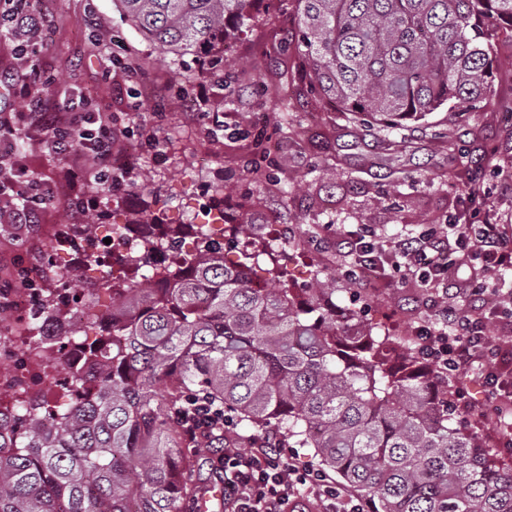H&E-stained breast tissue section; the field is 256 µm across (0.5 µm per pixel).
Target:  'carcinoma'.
Segmentation results:
<instances>
[{
	"instance_id": "cac0c4a2",
	"label": "carcinoma",
	"mask_w": 512,
	"mask_h": 512,
	"mask_svg": "<svg viewBox=\"0 0 512 512\" xmlns=\"http://www.w3.org/2000/svg\"><path fill=\"white\" fill-rule=\"evenodd\" d=\"M259 0H115L160 48L219 53L249 27ZM288 47L311 92L391 130L442 108L471 109L493 93L495 39H512V0H292ZM195 252L152 264L161 238L140 249L143 281L105 282L112 322L91 315V391L46 415L34 400L0 411V512H189L219 478L193 452L224 443V423L191 429V403L246 427L275 425L290 448L370 504L369 512H512V467L461 429L448 380L418 353L392 349L356 312L336 308V283L289 285L265 250L235 262L199 233ZM163 386L158 394L154 388Z\"/></svg>"
}]
</instances>
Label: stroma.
Wrapping results in <instances>:
<instances>
[{"mask_svg":"<svg viewBox=\"0 0 512 512\" xmlns=\"http://www.w3.org/2000/svg\"><path fill=\"white\" fill-rule=\"evenodd\" d=\"M33 5L46 21L44 47L38 56L18 57L0 35V71L51 98L82 92L91 110L111 113L114 125L127 128L116 150L137 159L129 191L100 195V224H179L187 237L200 224L249 225V235L223 237L231 260L282 227L288 277L297 287L316 274L335 280L339 306L368 303L364 320L401 344L428 316L426 289L397 273L374 291L354 288L344 277L355 256L344 248L343 232L390 241L484 208L512 216V121L504 119L512 111L511 40L496 43L494 90L479 109H443L390 133L307 93L299 59L284 49L295 29L287 0H261L248 31L227 41L232 65L225 69L206 57L162 50L126 22L113 0ZM126 60L138 66L130 79ZM201 83L208 99L188 110L178 89ZM261 133L271 145L267 159L256 146ZM156 139L161 148L153 147ZM22 156L45 184L65 186L67 160L29 141ZM476 178L488 189L479 201L468 197ZM69 221L60 192L37 230L17 238L0 229V286L16 266L50 251L55 227ZM52 259L54 288H98L110 273L77 254Z\"/></svg>","mask_w":512,"mask_h":512,"instance_id":"stroma-1","label":"stroma"}]
</instances>
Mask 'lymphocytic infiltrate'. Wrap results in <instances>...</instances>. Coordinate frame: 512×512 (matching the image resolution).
<instances>
[{
  "label": "lymphocytic infiltrate",
  "mask_w": 512,
  "mask_h": 512,
  "mask_svg": "<svg viewBox=\"0 0 512 512\" xmlns=\"http://www.w3.org/2000/svg\"><path fill=\"white\" fill-rule=\"evenodd\" d=\"M0 27H9L14 50L35 54L42 32L41 17L27 0H5ZM23 125L14 113H0V224L23 230L38 223L43 207L54 198L18 158V143L36 131L40 143L54 156L70 160L67 201L72 211L88 216L96 205L97 191L115 192L125 187L134 168L132 161L115 162L112 148L120 132L112 118L89 110L85 99L63 103L47 100L38 89L25 95ZM355 266L370 270L374 280L387 271L405 270L430 293L432 312L417 326L418 354L430 361L438 375L454 380L456 408L472 412L489 404L501 414V403L512 396L506 378L512 374V349L495 343L494 325L512 323V305L489 307V296L505 274H512V225L501 223L496 210L485 209L479 222L438 224L418 235L388 245L358 239L351 245ZM470 266L469 278L457 279L461 266ZM481 374L479 396H471L458 382L471 370ZM224 475V512H295L298 495L319 500L325 512H364L353 491L324 471L304 463L278 435L253 440L250 448L225 446L215 458Z\"/></svg>",
  "instance_id": "1"
}]
</instances>
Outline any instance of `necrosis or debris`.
Listing matches in <instances>:
<instances>
[{
    "mask_svg": "<svg viewBox=\"0 0 512 512\" xmlns=\"http://www.w3.org/2000/svg\"><path fill=\"white\" fill-rule=\"evenodd\" d=\"M53 241L59 250H74L95 260L109 258L129 267L133 264L132 252L138 247L140 238L134 226L121 224L115 228L107 245L99 239H79L64 227L57 230ZM54 305L68 310L69 323L82 325L88 320L86 312L75 303L66 288L55 289L51 294L42 288H27L10 296L9 312L22 316L24 321L38 323L39 330L33 336L14 337L12 347L0 349V358L10 360L9 368L0 371V405L9 407L16 400L33 398L42 401L45 408L58 409L69 403L71 395L60 387L47 390V380L52 378L60 384L65 377L64 369L68 366L88 372L86 344L64 340L61 328L49 315V309ZM47 344L61 346L63 363H48L36 357L37 348Z\"/></svg>",
    "mask_w": 512,
    "mask_h": 512,
    "instance_id": "obj_1",
    "label": "necrosis or debris"
}]
</instances>
